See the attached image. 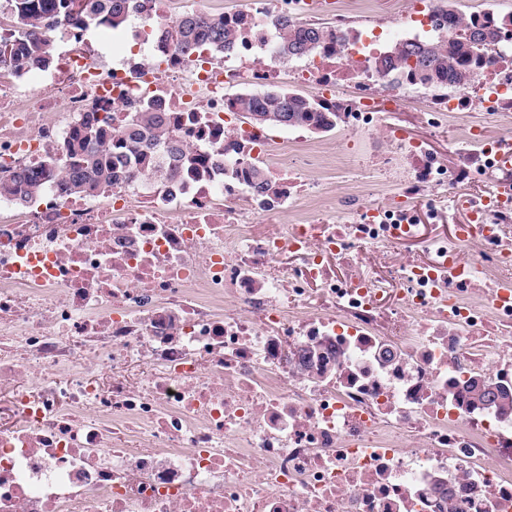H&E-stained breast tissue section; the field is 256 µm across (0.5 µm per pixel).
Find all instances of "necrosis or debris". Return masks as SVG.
<instances>
[{
    "label": "necrosis or debris",
    "instance_id": "1",
    "mask_svg": "<svg viewBox=\"0 0 512 512\" xmlns=\"http://www.w3.org/2000/svg\"><path fill=\"white\" fill-rule=\"evenodd\" d=\"M171 4L137 0L117 52L58 22L50 67L0 73L1 178L46 164L88 113L119 130L151 103L213 162L120 173L105 203L56 179L23 213L0 196V512H439L445 491L512 512V416L461 400L475 375L512 386L501 137L469 131L451 169L393 135L410 161L394 201L340 209L288 166L318 146L238 124L225 88L290 79L378 127L381 34L348 46V69L315 53L289 70L272 23L310 21V0H261L233 57L182 58L153 35ZM342 80L358 91L337 96ZM475 100L502 116L512 78L478 70L430 116ZM250 163L272 194L224 174ZM485 175L467 223L424 235L418 199ZM407 241L423 258L398 257Z\"/></svg>",
    "mask_w": 512,
    "mask_h": 512
}]
</instances>
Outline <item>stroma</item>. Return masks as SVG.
I'll return each instance as SVG.
<instances>
[{
  "mask_svg": "<svg viewBox=\"0 0 512 512\" xmlns=\"http://www.w3.org/2000/svg\"><path fill=\"white\" fill-rule=\"evenodd\" d=\"M404 0H373V12L370 16H356L348 22L356 31H368L381 27L387 40L401 38L402 32L396 21L398 14L404 11ZM432 100L429 91L416 87L410 97L390 105L382 127L369 132L356 134L345 123H338L336 129L321 133L317 141L329 159L347 157L346 167L339 170L308 169L307 179H330L337 190H344L347 184L357 186L362 205H388L395 192L392 176L401 171L405 159L394 153L389 143L390 129H398L404 137L413 141L425 142L428 149L448 167L462 159V152L448 149V125L455 122L466 126H479L493 133H512V124L487 116L480 106H470L464 114L454 120L434 121L427 114ZM491 186V180L482 177L456 185L452 192L436 190L431 193L427 203L421 204L419 212L427 233L445 234L452 232L454 225L467 221L465 211L456 206L459 198H476L485 194Z\"/></svg>",
  "mask_w": 512,
  "mask_h": 512,
  "instance_id": "obj_1",
  "label": "stroma"
}]
</instances>
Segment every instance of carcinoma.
I'll return each instance as SVG.
<instances>
[{
  "instance_id": "carcinoma-1",
  "label": "carcinoma",
  "mask_w": 512,
  "mask_h": 512,
  "mask_svg": "<svg viewBox=\"0 0 512 512\" xmlns=\"http://www.w3.org/2000/svg\"><path fill=\"white\" fill-rule=\"evenodd\" d=\"M131 0H5L7 12L0 11V28L12 32L0 41V67L12 72L40 69L50 59L48 39L30 32L44 20L65 16L75 25L90 22L108 29H118L128 21ZM434 31L437 37L414 41L393 42L373 62L375 72L397 80L404 78L411 85L432 89L445 96V91L470 82L474 72L491 63L489 51L502 42V23L487 12L481 17H466L448 6L447 0H437ZM276 40L273 49L285 60L310 56L317 52L341 54L349 32L322 23L298 24L286 17L275 20ZM163 41L183 56L204 53H234L243 35L239 23L228 20L222 13H189L157 28ZM235 111L257 127L280 126L302 128L312 133L336 129L342 120L334 105L292 95L286 89L272 87L262 94H240L231 101ZM172 113L142 108L129 113L124 130L116 134L108 116H91L84 120L63 146L69 158L67 191L75 195L102 196L112 192L115 169L128 154L138 155L140 169L162 177L171 175L173 168H203L207 157L185 151L175 140ZM149 134L154 145L168 153L169 164H156L154 152L144 147L143 134ZM54 177L50 165L39 170L23 171L0 180V194L11 195L17 204L27 207L42 189L45 181ZM250 187L266 193L271 184L264 170L252 165L246 171ZM468 401L512 413V388L491 377L471 380L466 386Z\"/></svg>"
}]
</instances>
